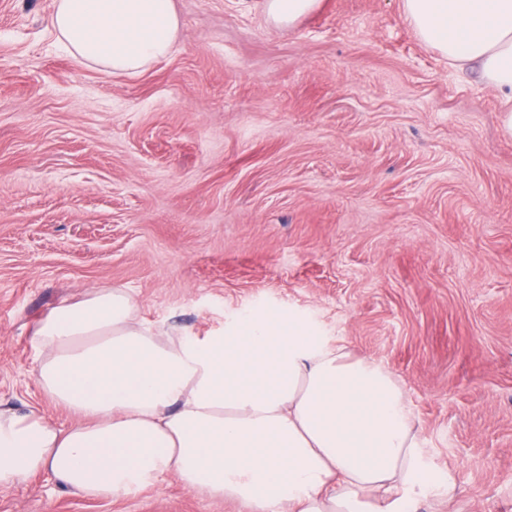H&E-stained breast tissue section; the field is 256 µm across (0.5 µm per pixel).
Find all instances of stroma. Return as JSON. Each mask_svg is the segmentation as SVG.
Masks as SVG:
<instances>
[{"label":"stroma","instance_id":"1","mask_svg":"<svg viewBox=\"0 0 512 512\" xmlns=\"http://www.w3.org/2000/svg\"><path fill=\"white\" fill-rule=\"evenodd\" d=\"M54 0H0V403L70 415L32 340L57 305L126 288L141 319L206 335L307 316L400 382L459 495L512 512V136L487 87L402 0H174L179 47L132 77L77 64ZM0 512H247L177 482L92 499L39 472ZM318 0H265L267 18L278 27L293 26L300 18L310 14Z\"/></svg>","mask_w":512,"mask_h":512}]
</instances>
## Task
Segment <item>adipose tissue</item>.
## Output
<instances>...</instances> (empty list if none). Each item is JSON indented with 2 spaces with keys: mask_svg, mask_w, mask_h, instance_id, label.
<instances>
[{
  "mask_svg": "<svg viewBox=\"0 0 512 512\" xmlns=\"http://www.w3.org/2000/svg\"><path fill=\"white\" fill-rule=\"evenodd\" d=\"M420 39L499 95L512 136V0H402ZM50 26L115 77L178 48L174 0H55ZM40 387L72 422L0 407V487L40 471L92 497L173 479L250 512H417L454 500L404 391L376 361L299 314L260 311L178 338L139 319L124 288H92L37 328Z\"/></svg>",
  "mask_w": 512,
  "mask_h": 512,
  "instance_id": "adipose-tissue-1",
  "label": "adipose tissue"
}]
</instances>
